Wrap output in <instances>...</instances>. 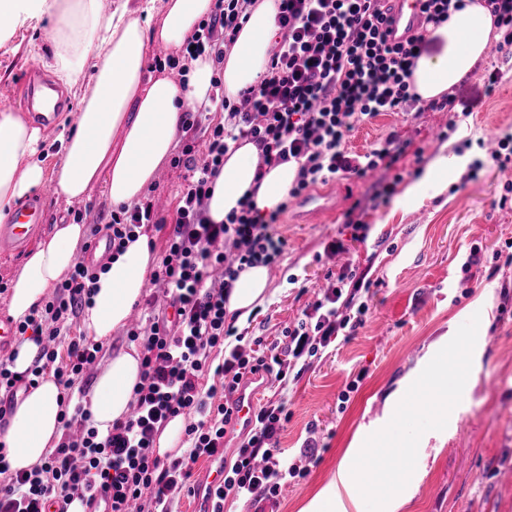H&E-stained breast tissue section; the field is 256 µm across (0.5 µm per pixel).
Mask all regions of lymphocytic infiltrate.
<instances>
[{
  "label": "lymphocytic infiltrate",
  "instance_id": "1",
  "mask_svg": "<svg viewBox=\"0 0 512 512\" xmlns=\"http://www.w3.org/2000/svg\"><path fill=\"white\" fill-rule=\"evenodd\" d=\"M257 0H216V9L190 43L223 66L224 52ZM389 0H278L277 30L267 69L257 86L236 99L220 98L213 110H185L173 166L184 168L165 248L150 275L162 288L173 316L140 313L127 328L142 348L141 376L133 389L130 417L113 422L107 435L91 423L87 394L80 384L97 365L102 346L70 330L89 301L97 269L75 263L41 308L19 321L18 335H30L40 350L26 373L11 371L0 359V391L16 383L37 387L53 374L64 390L63 433L41 466L11 470L0 442V512H46L56 504L67 512L75 500L108 497L112 512H174L176 491L186 488L191 466L216 455L224 442L230 403L245 376L277 371L286 379L335 342L341 331L363 323L368 290L366 273L344 268L335 288L309 304L302 319L287 330L284 347L269 357L253 355L246 344H229L234 327L226 326L224 302L245 267L275 264L285 242L271 227L279 211L264 214L252 197L224 223H212L207 202L231 143L247 140L257 149V168L297 162L298 177L290 197L340 176L362 178L390 168L405 151L397 137L358 155L344 148L355 127L384 112L452 108V99L422 103L410 91L409 78L428 44L413 34L391 43L383 29ZM153 199L114 211L110 223L94 224L91 237L105 236L118 254L136 230L158 223ZM66 348H59V339ZM223 347L222 363H212V349ZM212 377L204 385V377ZM184 416L186 448L181 456H160L157 437L168 421ZM288 414L284 404L259 409L246 441L224 470L216 487L213 512H224L227 496L256 502L274 500L289 478L299 475L274 438Z\"/></svg>",
  "mask_w": 512,
  "mask_h": 512
}]
</instances>
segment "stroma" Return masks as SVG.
I'll return each instance as SVG.
<instances>
[{"label":"stroma","instance_id":"stroma-1","mask_svg":"<svg viewBox=\"0 0 512 512\" xmlns=\"http://www.w3.org/2000/svg\"><path fill=\"white\" fill-rule=\"evenodd\" d=\"M50 18L0 36V84L20 83L52 52L45 33ZM499 81L486 90L490 73ZM471 114L424 112L411 117L386 113L356 127L346 146L362 154L388 135L408 146L393 168L377 179L395 181L397 194L435 156L448 155V172L417 204L395 198L360 213L355 202L372 195V181L339 178L317 186L331 205L312 221L306 209L289 206L275 231L287 246L269 268V297L240 326V333L271 344L301 317L315 292L332 287L328 272L351 262L369 269L372 285L362 296L365 323L335 347L318 353L287 388L266 379L262 400L284 399L288 420L277 439L289 460L300 461L303 476L289 482L276 502L227 497L224 512H302L337 477L349 448L390 441L407 457L401 472L410 501L400 512H512V206H500L512 182V164L485 163L488 137L512 135V52L489 50L474 71L452 89ZM447 139H440V131ZM375 178V179H376ZM86 204L59 207L46 199L37 240L52 231L60 213L112 220L101 207L102 189L90 187ZM369 226L356 239L352 221ZM343 241L345 252L328 256L325 247ZM484 263L463 272L471 248ZM480 342L459 368L469 379L466 399L450 406L445 425L419 415L418 393L433 363L447 362L468 338ZM357 392L342 393L353 379Z\"/></svg>","mask_w":512,"mask_h":512}]
</instances>
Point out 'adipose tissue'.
Returning <instances> with one entry per match:
<instances>
[{
  "label": "adipose tissue",
  "instance_id": "obj_1",
  "mask_svg": "<svg viewBox=\"0 0 512 512\" xmlns=\"http://www.w3.org/2000/svg\"><path fill=\"white\" fill-rule=\"evenodd\" d=\"M447 22L428 27V52L417 61L411 90L421 99L446 94L490 48L494 17L484 0H463ZM215 0H113L102 12L101 0H0V15L14 25L54 20L47 37L54 45L50 68L64 87L81 88L78 122L62 127L65 146L60 164L46 168L39 160L41 131L12 112H0V222L19 201L52 183L55 196L83 202L89 187L98 185L112 207L141 200L162 162L170 155L180 130L184 109L211 107L214 64L202 55L188 62L183 80L150 76L146 65L150 48L160 42L180 52L201 21L210 15ZM275 0H258L232 48L224 58V94L236 98L256 86L266 70L271 39L276 31ZM160 27H152L154 15ZM257 150L241 141L224 157L208 201V216L222 223L237 209L245 194H252L261 213L275 211L286 201L298 175L296 162L267 168L257 177ZM87 232L85 225L58 219L52 233L29 254L10 291L9 312L22 320L42 306L48 288L76 262V247ZM154 257L145 235L128 243L113 258L96 283V293L81 317L83 329L95 340L107 341L127 324L144 292ZM269 282L266 266L246 269L224 305L228 318L246 323L263 304ZM136 350L112 355L96 376L88 400L99 433L125 417L133 388L140 379ZM63 390L53 375L27 392L17 405L4 438L12 470L40 466L62 434Z\"/></svg>",
  "mask_w": 512,
  "mask_h": 512
}]
</instances>
